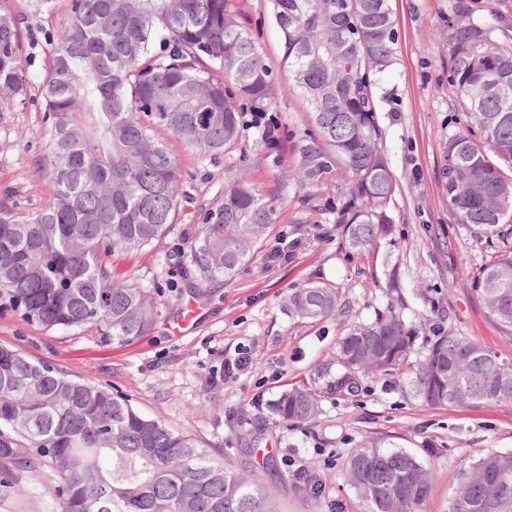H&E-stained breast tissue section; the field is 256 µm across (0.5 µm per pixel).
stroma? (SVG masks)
<instances>
[{
    "label": "stroma",
    "instance_id": "35a3bbf8",
    "mask_svg": "<svg viewBox=\"0 0 512 512\" xmlns=\"http://www.w3.org/2000/svg\"><path fill=\"white\" fill-rule=\"evenodd\" d=\"M229 3L259 40L281 86V42L269 0ZM459 5L489 23L494 41L512 47V0H388L397 53L379 79L376 106L381 146L398 188L390 203L395 231L378 247L350 252L329 213L314 224L297 223L303 203L340 205L348 185L340 181L305 189L293 179L294 145L309 126L308 109L299 95L279 89L263 119L245 111L242 137L231 151L202 156L162 133L184 176L186 217L152 246L111 258L113 277L133 278L156 298L158 323L149 336L129 346H105L63 330L44 331L5 305L0 307V346L109 385L144 416L195 435L257 481L277 512H367L343 464L363 437L380 435L430 464L433 491L424 512H448L473 455L512 450V402L421 407L409 367L362 378L358 392L346 396L330 391V378L317 380L313 374L331 359L349 324L386 308L393 278L403 288L404 314L421 336L444 326L512 358V334L488 317L474 285L480 269L504 246H512V236L488 241L472 236L457 223L443 186V145L466 127L448 84V49L442 40ZM67 22L65 0L29 19L24 31L27 97L0 112V201L23 214L38 212L49 196L38 167L51 140L41 87L56 34ZM271 124L276 139L267 143L262 133ZM239 178L273 199L279 222L231 281L188 286L183 268L192 228L189 214L218 202L225 183ZM318 277L339 290L335 316L319 323L292 317L289 294ZM191 302L197 305L193 327L174 335L173 322ZM242 351L250 358L248 367L236 379L222 381L225 361ZM310 380L321 396L322 412L314 422L290 426L252 411L256 397L271 399L285 386ZM270 456L276 468L267 467ZM305 468L319 487L316 496L286 479ZM58 485L50 468H42L33 482L28 472L0 457V512H59ZM19 486L24 494H16Z\"/></svg>",
    "mask_w": 512,
    "mask_h": 512
}]
</instances>
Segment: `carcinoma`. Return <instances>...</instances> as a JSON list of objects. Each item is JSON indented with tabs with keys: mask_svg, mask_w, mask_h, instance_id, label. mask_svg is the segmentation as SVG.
<instances>
[{
	"mask_svg": "<svg viewBox=\"0 0 512 512\" xmlns=\"http://www.w3.org/2000/svg\"><path fill=\"white\" fill-rule=\"evenodd\" d=\"M0 0V93L24 99L29 84L22 20L54 0ZM282 43L285 92L305 101L313 129L295 146L293 177L349 188L334 211L345 247L366 251L393 230L396 191L381 149L376 77L396 57L387 0H270ZM448 83L470 119L448 136L442 178L458 223L488 239L512 224V49L459 7L446 34ZM272 70L228 0H69L42 86L51 121L39 168L44 207L22 216L0 203V298L45 331L96 330L129 345L158 321L149 289L112 278L108 258L160 240L181 216L182 173L157 136L165 130L201 155L235 146L243 106L272 105ZM279 211L248 182L224 185L220 202L193 215L185 277L231 280L278 223ZM475 288L488 315L512 333V251L484 266ZM339 292L311 281L288 298L311 322L336 312ZM417 327L391 306L345 329L336 346V393L368 373L408 363ZM414 395L426 407L512 402V359L443 329L416 364ZM277 422L320 414L311 384L266 403ZM0 427L28 442L34 469L59 477L60 512H275L261 486L192 435L141 415L128 397L78 380L48 362L0 347ZM344 473L369 512H421L432 490L425 461L382 437L348 454ZM448 512H512V451L480 454L461 475Z\"/></svg>",
	"mask_w": 512,
	"mask_h": 512,
	"instance_id": "1",
	"label": "carcinoma"
}]
</instances>
